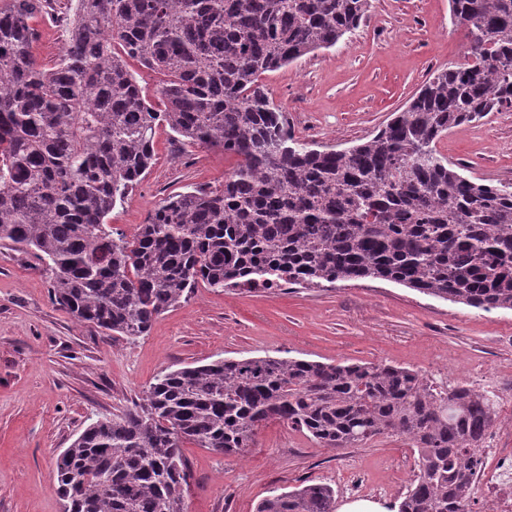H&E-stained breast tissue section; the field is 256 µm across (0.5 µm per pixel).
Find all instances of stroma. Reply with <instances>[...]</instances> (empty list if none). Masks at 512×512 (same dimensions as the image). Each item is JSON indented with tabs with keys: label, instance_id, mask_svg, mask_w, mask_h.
Returning <instances> with one entry per match:
<instances>
[{
	"label": "stroma",
	"instance_id": "1",
	"mask_svg": "<svg viewBox=\"0 0 512 512\" xmlns=\"http://www.w3.org/2000/svg\"><path fill=\"white\" fill-rule=\"evenodd\" d=\"M77 0H57L33 46L52 63ZM467 30L448 0H370L365 19L336 45L263 75L302 142L344 149L369 139L437 72L460 63ZM438 151L464 175L512 183V110L487 113L443 136ZM237 164L221 149L158 128L153 165L109 218L134 235L168 196L223 182ZM29 255L0 246V512H63L55 461L101 416L137 402L167 369L215 360L298 357L324 363H390L435 382L494 394L498 418L486 447L512 454V311L490 312L381 280L241 294L197 289L129 340L78 324L55 306ZM189 512H256L272 491L324 483L337 503L371 498L394 506L418 471L402 439L322 448L287 425L263 426L252 448L225 456L186 445Z\"/></svg>",
	"mask_w": 512,
	"mask_h": 512
}]
</instances>
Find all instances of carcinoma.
<instances>
[{
	"mask_svg": "<svg viewBox=\"0 0 512 512\" xmlns=\"http://www.w3.org/2000/svg\"><path fill=\"white\" fill-rule=\"evenodd\" d=\"M0 0V243L50 270L53 304L128 339L198 285L264 292L378 279L512 310V183H478L436 145L512 108V0H449L468 62L434 74L361 144L300 143L261 76L356 29L369 0H78L58 62ZM167 75L164 109L125 58ZM237 157L217 187L159 204L129 239L112 209L146 176L156 131ZM487 391L389 364L222 359L158 374L142 403L87 425L56 460L64 512H187L183 448L224 455L278 421L323 448L403 438L419 473L398 512H466L496 418ZM302 484L256 512H335Z\"/></svg>",
	"mask_w": 512,
	"mask_h": 512,
	"instance_id": "cac0c4a2",
	"label": "carcinoma"
}]
</instances>
